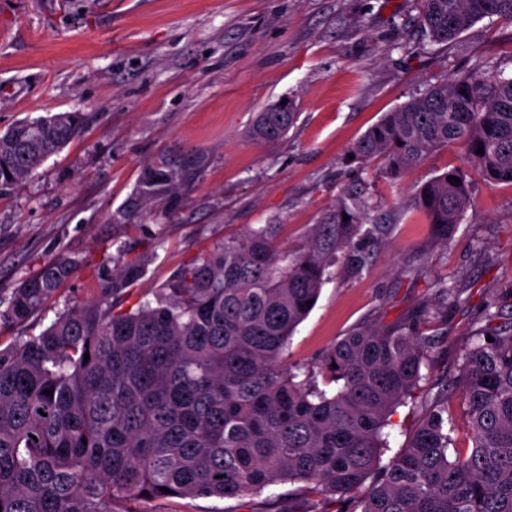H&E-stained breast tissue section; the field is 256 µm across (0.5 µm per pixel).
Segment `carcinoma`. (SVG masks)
I'll return each instance as SVG.
<instances>
[{
  "instance_id": "cac0c4a2",
  "label": "carcinoma",
  "mask_w": 512,
  "mask_h": 512,
  "mask_svg": "<svg viewBox=\"0 0 512 512\" xmlns=\"http://www.w3.org/2000/svg\"><path fill=\"white\" fill-rule=\"evenodd\" d=\"M420 2L433 44L448 46L485 18L512 21V0ZM296 118L292 100L278 101L257 113L249 137L275 144ZM83 124L79 112H58L1 133L0 190ZM450 145L485 181L512 186V76L496 64L481 60L412 96L350 154L382 160L394 182ZM178 181L151 169L140 193L155 197ZM472 191L470 174L453 168L425 182L412 206L446 241ZM371 208L363 192L347 190L286 256L279 224L228 238L178 269L153 303H130L129 290L152 257L125 259L93 300L0 348V512H129L135 500L233 499L285 483L302 484L306 512L321 502L334 512H512V325H492L497 313L471 336L458 375L425 394L419 424L384 465L390 417L431 370L423 327L439 312L423 304L390 325L360 324L306 368L284 360L329 265L363 267V244L386 235ZM82 264L57 258L7 290L0 322L27 326ZM433 288L445 304L457 296L446 278ZM455 389L467 403L465 448L448 405Z\"/></svg>"
}]
</instances>
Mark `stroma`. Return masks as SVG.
<instances>
[{"instance_id":"35a3bbf8","label":"stroma","mask_w":512,"mask_h":512,"mask_svg":"<svg viewBox=\"0 0 512 512\" xmlns=\"http://www.w3.org/2000/svg\"><path fill=\"white\" fill-rule=\"evenodd\" d=\"M415 0H0V131L56 112L86 117L78 137L0 193V289L58 256L116 267L151 255L149 295L199 253L261 224L283 250L303 246L344 190L366 189L391 230L361 271L330 266L285 357L312 363L353 326L387 325L458 288L427 358L429 381L457 375L486 309L512 322V187L475 179L447 241L411 205L431 177L467 167L461 148L433 153L392 189L380 162H350L383 113L482 59L512 73V21L477 22L449 47L430 43ZM293 99L299 116L274 146L250 140L256 112ZM182 172L176 189L139 192L152 168ZM94 295L75 273L26 329L0 323V345L39 333ZM295 485L237 499L134 501L132 512H288Z\"/></svg>"}]
</instances>
